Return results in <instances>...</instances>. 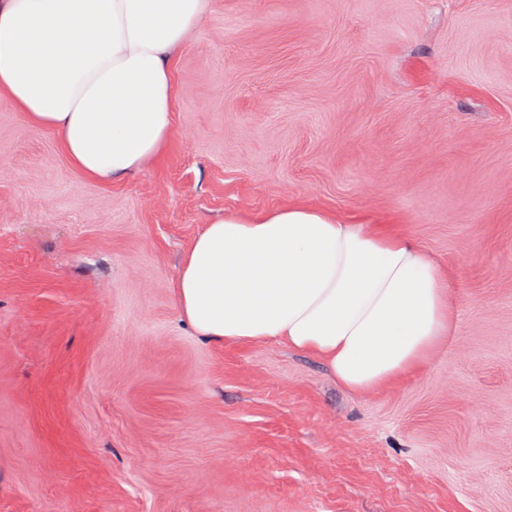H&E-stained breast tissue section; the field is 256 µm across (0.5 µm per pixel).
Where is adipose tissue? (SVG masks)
Here are the masks:
<instances>
[{
    "instance_id": "obj_1",
    "label": "adipose tissue",
    "mask_w": 512,
    "mask_h": 512,
    "mask_svg": "<svg viewBox=\"0 0 512 512\" xmlns=\"http://www.w3.org/2000/svg\"><path fill=\"white\" fill-rule=\"evenodd\" d=\"M207 9L208 0H0V92L28 130L53 132L86 178L123 180L170 145L172 62ZM175 297L198 335L286 344L358 395L422 370L456 319L447 272L410 237L298 205L207 224Z\"/></svg>"
}]
</instances>
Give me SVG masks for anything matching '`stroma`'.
<instances>
[{
    "instance_id": "1",
    "label": "stroma",
    "mask_w": 512,
    "mask_h": 512,
    "mask_svg": "<svg viewBox=\"0 0 512 512\" xmlns=\"http://www.w3.org/2000/svg\"><path fill=\"white\" fill-rule=\"evenodd\" d=\"M166 156L98 183L0 94V512H512V0H210ZM392 224L453 335L373 396L197 336L227 212Z\"/></svg>"
}]
</instances>
